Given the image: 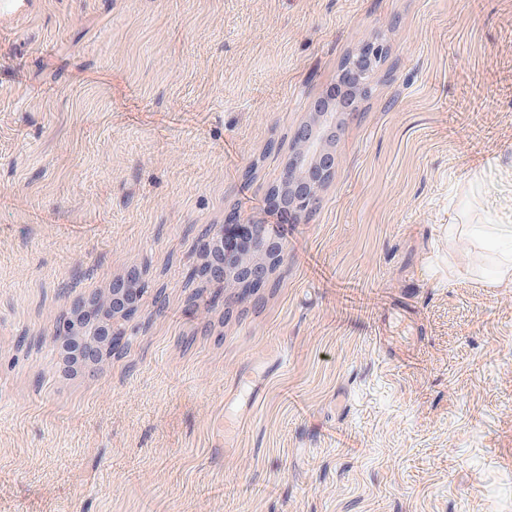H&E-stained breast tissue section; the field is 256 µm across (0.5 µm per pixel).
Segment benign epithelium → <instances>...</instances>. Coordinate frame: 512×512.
<instances>
[{"label": "benign epithelium", "mask_w": 512, "mask_h": 512, "mask_svg": "<svg viewBox=\"0 0 512 512\" xmlns=\"http://www.w3.org/2000/svg\"><path fill=\"white\" fill-rule=\"evenodd\" d=\"M388 45L380 41H367L360 49L359 56L349 61L342 73V79L355 81L354 92L360 94L370 90L364 80L373 61L387 51ZM318 127L308 124L300 126L292 138L293 149L284 167L280 185L287 196L289 209L294 218L312 212L319 203V191L327 177L336 169V158L329 152L328 144L336 137V115L321 112ZM268 231L262 224L242 223L236 216L225 218V223L213 230L208 245L219 250V266L224 275L218 276L207 267V278L224 283V288L233 289V295L240 296L251 290L264 287L270 278V267L262 260H248V253L255 244L267 241ZM201 266V267H203ZM201 267L195 266L189 275L196 276ZM147 291L146 271L138 264L128 270L126 276L112 282L106 296L91 299H77L72 303L71 313H82L86 323L92 325L91 337H86L81 325L65 321L56 330L57 341L91 359L99 365L112 357V352L121 347L125 331L114 326V317L124 321L133 319L138 311V300Z\"/></svg>", "instance_id": "benign-epithelium-1"}]
</instances>
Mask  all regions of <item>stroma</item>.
Returning <instances> with one entry per match:
<instances>
[{
    "instance_id": "obj_1",
    "label": "stroma",
    "mask_w": 512,
    "mask_h": 512,
    "mask_svg": "<svg viewBox=\"0 0 512 512\" xmlns=\"http://www.w3.org/2000/svg\"><path fill=\"white\" fill-rule=\"evenodd\" d=\"M332 179L269 287L187 282L275 223L344 59ZM512 0H24L0 20V512H512ZM122 347L74 299L129 266ZM388 45L380 41H367L363 44L359 52V57L350 59L346 69L342 73V80H355L354 94L357 92L366 94L370 90L368 80L364 77L369 73L367 72L373 61L381 57L387 51ZM382 57L376 61V64L381 61ZM146 291V271L141 265L134 264L126 276L112 282V288H109L106 296L80 298L72 303L71 314L82 313L86 323L93 327L89 338L85 336L80 324L67 320L56 329V340L61 347L77 349L78 353L91 359V364L100 365L112 357L114 350L121 347L125 336L122 327L114 326L115 316L123 321L133 319L138 311L139 300ZM107 314H112L109 320Z\"/></svg>"
}]
</instances>
